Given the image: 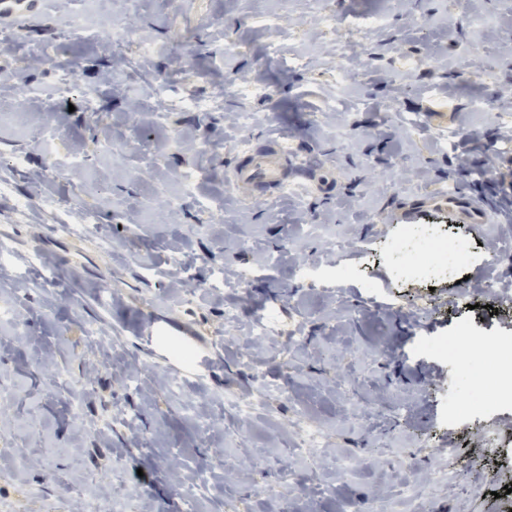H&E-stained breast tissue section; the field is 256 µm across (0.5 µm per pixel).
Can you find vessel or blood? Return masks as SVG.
Returning <instances> with one entry per match:
<instances>
[{
  "label": "vessel or blood",
  "instance_id": "b4317fda",
  "mask_svg": "<svg viewBox=\"0 0 512 512\" xmlns=\"http://www.w3.org/2000/svg\"><path fill=\"white\" fill-rule=\"evenodd\" d=\"M43 4L44 0H0V27L13 29L38 17ZM290 178L291 171L280 138L269 135L262 145L240 159L233 170L231 183L248 202L262 204ZM426 202L434 208L448 210L455 221L462 224H487L492 220L486 210L458 192L433 194L427 196ZM170 336L178 337L181 344L195 355L190 364L172 360V367L187 376L196 374L207 361L204 341L192 328L167 318L154 323L150 331L149 340L155 352L167 355L165 340Z\"/></svg>",
  "mask_w": 512,
  "mask_h": 512
}]
</instances>
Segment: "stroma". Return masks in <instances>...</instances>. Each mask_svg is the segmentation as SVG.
<instances>
[{
    "label": "stroma",
    "instance_id": "35a3bbf8",
    "mask_svg": "<svg viewBox=\"0 0 512 512\" xmlns=\"http://www.w3.org/2000/svg\"><path fill=\"white\" fill-rule=\"evenodd\" d=\"M82 8L80 37L70 18ZM384 11L386 26L361 42L358 81L322 111L349 29ZM476 13L494 29H473ZM268 14L279 30L260 24ZM11 36L0 48V500L24 486L31 512H107L122 496L150 512H307L312 495L319 512H391L412 473L430 477L451 454L468 474L447 489L424 483L430 512H503L512 406L451 416L477 386L420 345L463 321L512 334V305L472 288L512 281V213L501 210L512 149L498 147L512 109L498 120L470 109L475 89L512 88V0H346L335 32L308 0H143L132 13L126 0H46ZM52 43L61 55L36 54ZM470 53L483 71L460 70ZM241 80L251 97H238ZM187 96L218 104L179 107ZM271 133L296 188L252 204L229 174ZM462 153L496 156L498 184L477 187L456 167ZM52 162L59 175L34 184ZM448 183L496 221L421 211L418 223L467 238L475 257L460 283L404 276L389 242ZM84 210L99 218L92 230L59 225ZM240 276L245 287H225ZM427 296L435 315L400 313ZM263 313L299 336L286 356L246 351ZM157 317L190 322L210 347L180 397L147 341ZM260 376L289 397L240 420L224 393H253ZM297 412L360 468L296 456ZM481 426L505 443L488 460ZM291 482L295 494L269 496Z\"/></svg>",
    "mask_w": 512,
    "mask_h": 512
}]
</instances>
